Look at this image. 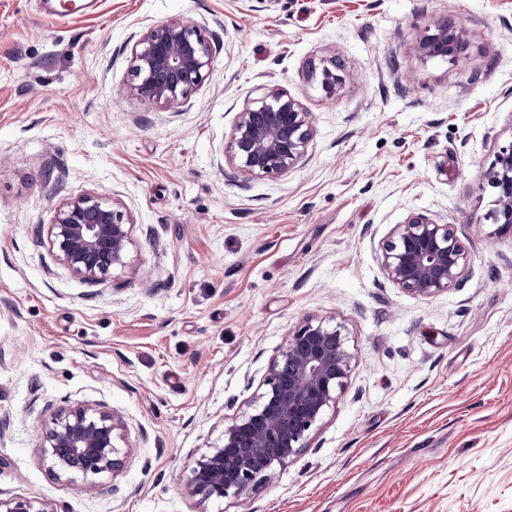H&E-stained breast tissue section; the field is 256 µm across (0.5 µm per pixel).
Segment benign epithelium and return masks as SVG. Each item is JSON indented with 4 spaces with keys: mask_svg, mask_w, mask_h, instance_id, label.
<instances>
[{
    "mask_svg": "<svg viewBox=\"0 0 512 512\" xmlns=\"http://www.w3.org/2000/svg\"><path fill=\"white\" fill-rule=\"evenodd\" d=\"M434 33L418 44L431 57L461 59L464 31L438 19ZM129 92L158 107L180 103L209 76L213 40L189 20L171 19L148 28L134 42ZM338 66L322 71L333 96L343 76ZM313 136L310 113L287 92L265 89L255 106L239 113L227 143L235 175L276 177L306 155ZM495 189L494 223L512 232V142L499 148L485 174ZM134 223L116 204L94 194L71 197L56 210L47 235L57 259L77 278L98 283L115 268L131 267ZM468 251L453 225L413 213L382 244V264L391 282L407 293L434 297L460 283ZM353 353L340 325L307 320L270 363L266 389L252 410L224 427L222 442L208 448L191 469V492L202 501L240 496L275 465L306 447L309 431L336 403L351 372ZM121 421L112 412L81 405L55 413L46 424L43 453L58 478L94 476L121 465ZM0 512H54L17 496L0 499Z\"/></svg>",
    "mask_w": 512,
    "mask_h": 512,
    "instance_id": "obj_1",
    "label": "benign epithelium"
}]
</instances>
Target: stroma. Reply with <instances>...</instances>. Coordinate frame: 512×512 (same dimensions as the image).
<instances>
[{
  "label": "stroma",
  "mask_w": 512,
  "mask_h": 512,
  "mask_svg": "<svg viewBox=\"0 0 512 512\" xmlns=\"http://www.w3.org/2000/svg\"><path fill=\"white\" fill-rule=\"evenodd\" d=\"M462 60L417 50L434 18ZM194 22L212 71L161 108L122 92L149 27ZM346 80L326 96L321 70ZM313 123L287 174L225 157L263 88ZM512 141V0H0V498L56 512H512V234L484 172ZM94 193L132 216V266L88 283L47 238ZM413 212L454 225L459 286L425 298L381 245ZM310 318L342 325L344 391L307 446L239 497L200 502L195 459L248 410ZM123 422L118 471L56 479L53 412Z\"/></svg>",
  "instance_id": "35a3bbf8"
}]
</instances>
